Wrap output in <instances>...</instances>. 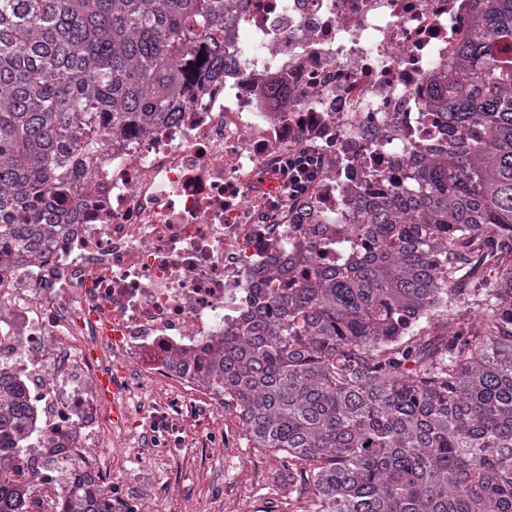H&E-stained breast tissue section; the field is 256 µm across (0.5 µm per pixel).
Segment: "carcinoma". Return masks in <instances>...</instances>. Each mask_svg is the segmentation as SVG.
I'll return each mask as SVG.
<instances>
[{
	"instance_id": "carcinoma-1",
	"label": "carcinoma",
	"mask_w": 512,
	"mask_h": 512,
	"mask_svg": "<svg viewBox=\"0 0 512 512\" xmlns=\"http://www.w3.org/2000/svg\"><path fill=\"white\" fill-rule=\"evenodd\" d=\"M431 80L448 145L358 205L347 266L307 249L203 379L256 448L288 457L311 512H512V0ZM224 0H0V257L73 223L72 185L111 132L152 128L224 73ZM475 308L476 320L447 317ZM0 512L25 415L0 372ZM86 512H112L107 495Z\"/></svg>"
}]
</instances>
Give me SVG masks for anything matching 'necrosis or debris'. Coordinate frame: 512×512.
<instances>
[{
	"mask_svg": "<svg viewBox=\"0 0 512 512\" xmlns=\"http://www.w3.org/2000/svg\"><path fill=\"white\" fill-rule=\"evenodd\" d=\"M226 5L223 76L159 126L110 134L72 190L75 222L40 256L0 260V371L27 404L11 479L59 512L111 486L101 395L128 412L145 383L164 385L189 425L208 345L285 285L272 258L311 245L335 265L354 201L396 190L410 150L448 136L424 103L472 31L474 0ZM276 83L287 103L272 100ZM304 148L320 172L282 207L278 167Z\"/></svg>",
	"mask_w": 512,
	"mask_h": 512,
	"instance_id": "necrosis-or-debris-1",
	"label": "necrosis or debris"
}]
</instances>
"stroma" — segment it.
<instances>
[{
    "mask_svg": "<svg viewBox=\"0 0 512 512\" xmlns=\"http://www.w3.org/2000/svg\"><path fill=\"white\" fill-rule=\"evenodd\" d=\"M202 391L196 421L190 430L175 429L165 450L154 442L155 413L161 393L145 390L140 407L129 414L121 431L133 439L124 466L112 473L113 485L123 487L131 500L154 495L156 512H305L310 494L292 480L286 457L253 447L235 411L218 413ZM233 428L229 455L210 451L205 437L214 424ZM178 494H165L169 485Z\"/></svg>",
    "mask_w": 512,
    "mask_h": 512,
    "instance_id": "stroma-1",
    "label": "stroma"
}]
</instances>
